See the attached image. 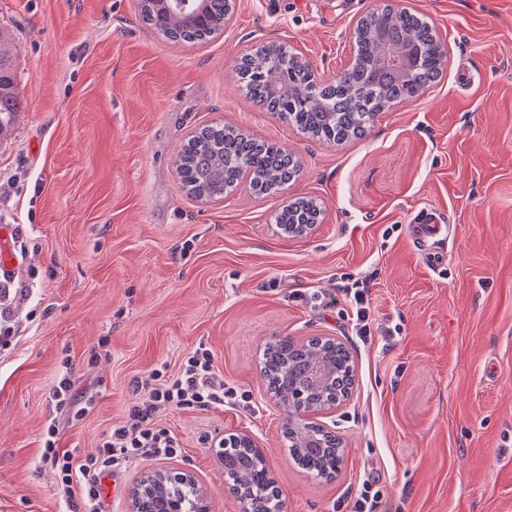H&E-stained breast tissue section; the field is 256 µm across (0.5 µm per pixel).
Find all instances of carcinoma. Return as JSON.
I'll return each instance as SVG.
<instances>
[{"label":"carcinoma","mask_w":512,"mask_h":512,"mask_svg":"<svg viewBox=\"0 0 512 512\" xmlns=\"http://www.w3.org/2000/svg\"><path fill=\"white\" fill-rule=\"evenodd\" d=\"M226 0H209L202 21L177 13H152L141 8L142 19L172 41L199 44L224 26ZM379 24L386 41L421 45L425 53L410 75L382 65V44L374 34L373 21L362 22L355 42V58L340 80L320 84L311 100L312 71L287 45L271 42L242 58L239 74L250 99L269 112H276L301 132L324 142H338L362 134L376 113L393 102H401L412 90L423 89L440 74L444 51L433 28L414 13L384 10ZM12 45L0 37V139L14 127L19 100L13 70ZM181 181L194 195L221 198L241 178H249L257 194H270L292 181L297 163L274 143L250 138L219 123L200 129L178 155ZM320 209L309 199L283 206L274 222L286 236L297 235L305 225L318 223ZM267 389L286 397L288 387L307 389L310 402L320 405L348 394L352 365L341 343L320 338L297 346L288 340L266 344L261 357ZM288 455L307 474L331 478L343 461L340 438L330 432H284ZM225 487L244 505V512H277L280 491L267 469L264 457L242 442L224 455ZM186 499L189 510L204 512L194 487L181 486L172 494L142 492V512H169L170 496Z\"/></svg>","instance_id":"1"}]
</instances>
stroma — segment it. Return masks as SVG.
I'll list each match as a JSON object with an SVG mask.
<instances>
[{
  "label": "stroma",
  "mask_w": 512,
  "mask_h": 512,
  "mask_svg": "<svg viewBox=\"0 0 512 512\" xmlns=\"http://www.w3.org/2000/svg\"><path fill=\"white\" fill-rule=\"evenodd\" d=\"M388 2L435 26L442 75L364 138L327 144L249 102L237 63L278 42L335 79L376 0H236L233 25L194 46L144 23L140 0H0L21 106L0 141V228L20 262L1 303L17 338L0 350V512L68 510L41 457L64 368L95 395L60 424V448L82 458L141 401L136 378L201 344L250 407L162 413L180 453L104 471L106 512H128L148 466L191 472L209 512H241L209 447L238 431L263 449L285 512H352L366 483L383 512H512V0ZM214 121L293 153L297 180L267 197L245 182L188 194L174 159ZM300 198L321 220L284 236L273 216ZM428 213L448 227L436 268L411 233ZM357 281L367 344L348 304L315 301ZM283 337H331L353 356L349 396L322 417L345 444L329 482L291 463L260 373V349Z\"/></svg>",
  "instance_id": "stroma-1"
}]
</instances>
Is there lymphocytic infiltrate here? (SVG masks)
I'll use <instances>...</instances> for the list:
<instances>
[{"label": "lymphocytic infiltrate", "mask_w": 512, "mask_h": 512, "mask_svg": "<svg viewBox=\"0 0 512 512\" xmlns=\"http://www.w3.org/2000/svg\"><path fill=\"white\" fill-rule=\"evenodd\" d=\"M368 294V286L361 285L339 289L324 298L328 308L342 300L349 302L357 334L366 342L372 338ZM139 386L148 392V401L132 406L125 421L103 433L97 455L78 459L60 448L59 428L56 422H48L43 433L42 458L55 469L61 492L70 498L71 512H104L100 476L105 468L116 471L136 460L170 458L180 453L179 439L156 422L161 413L174 408L250 404L248 391L218 380L213 355L203 347L185 356L173 374L152 372ZM51 401L56 411L79 420L87 415L95 398L82 392L72 373L66 372L54 385Z\"/></svg>", "instance_id": "1"}]
</instances>
